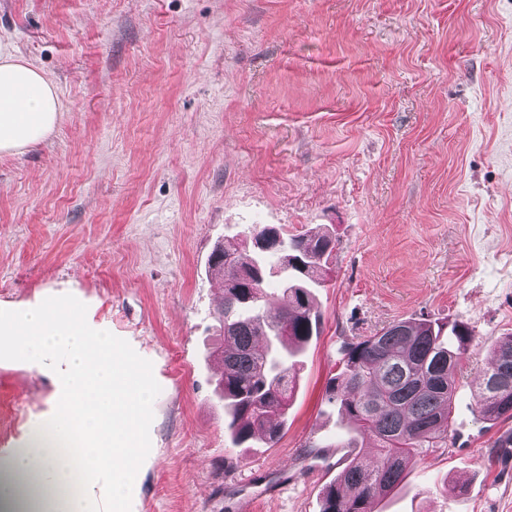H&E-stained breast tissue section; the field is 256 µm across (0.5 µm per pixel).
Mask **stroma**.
Here are the masks:
<instances>
[{
  "mask_svg": "<svg viewBox=\"0 0 512 512\" xmlns=\"http://www.w3.org/2000/svg\"><path fill=\"white\" fill-rule=\"evenodd\" d=\"M0 41L65 107L0 155V328L59 307L144 394L89 512H321L355 435L326 401L340 345L420 318L472 332L454 436L376 512H512V419L479 420L472 385L512 333V0H0ZM264 224L336 248L280 437L237 447L208 264ZM72 374L0 335V467Z\"/></svg>",
  "mask_w": 512,
  "mask_h": 512,
  "instance_id": "obj_1",
  "label": "stroma"
}]
</instances>
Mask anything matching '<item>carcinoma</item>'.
Returning a JSON list of instances; mask_svg holds the SVG:
<instances>
[{
	"label": "carcinoma",
	"mask_w": 512,
	"mask_h": 512,
	"mask_svg": "<svg viewBox=\"0 0 512 512\" xmlns=\"http://www.w3.org/2000/svg\"><path fill=\"white\" fill-rule=\"evenodd\" d=\"M334 248L327 231L288 236L277 230L262 252L251 236L243 245L219 244L211 255L209 267L224 280L217 311L224 327V374L216 390L237 446L255 438L270 444L280 435L295 358L319 333L312 296L322 281L314 269L329 263ZM260 267L278 273L285 304L253 276ZM471 339L462 323L445 335L443 326L422 318L394 321L372 336L343 342L326 399L373 441L374 451L352 458L340 485L325 490L322 512H374L413 459L448 440L458 366ZM474 398L481 419L512 418V333L498 341Z\"/></svg>",
	"instance_id": "1"
}]
</instances>
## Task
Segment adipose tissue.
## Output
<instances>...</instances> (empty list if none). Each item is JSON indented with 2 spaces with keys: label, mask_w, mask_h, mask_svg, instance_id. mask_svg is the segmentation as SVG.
Masks as SVG:
<instances>
[{
  "label": "adipose tissue",
  "mask_w": 512,
  "mask_h": 512,
  "mask_svg": "<svg viewBox=\"0 0 512 512\" xmlns=\"http://www.w3.org/2000/svg\"><path fill=\"white\" fill-rule=\"evenodd\" d=\"M62 112L55 85L0 44V153L36 146ZM12 328L22 334L23 349L32 357L67 350L75 374L64 412L34 424L26 447L0 470V512H87L84 496L71 490L74 473L109 470L114 490H121V468L133 452L132 425L142 391L107 342L89 340L77 319L55 308L16 316ZM75 435L82 444L77 460L66 447ZM107 435L112 438L108 450L101 445Z\"/></svg>",
  "instance_id": "ef3b65f1"
}]
</instances>
